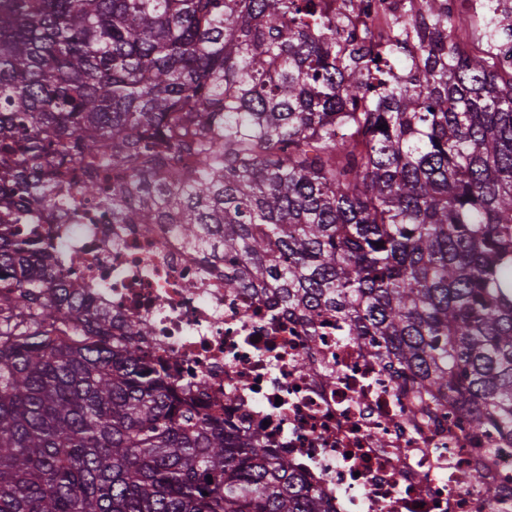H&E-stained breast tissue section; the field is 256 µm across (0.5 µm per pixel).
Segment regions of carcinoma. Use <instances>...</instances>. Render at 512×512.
<instances>
[{
	"label": "carcinoma",
	"instance_id": "1",
	"mask_svg": "<svg viewBox=\"0 0 512 512\" xmlns=\"http://www.w3.org/2000/svg\"><path fill=\"white\" fill-rule=\"evenodd\" d=\"M349 2L358 25L323 0H0V512H335L21 237L84 153L119 172L80 186L112 223L172 225L228 292L342 319L416 411L512 444V0L482 29Z\"/></svg>",
	"mask_w": 512,
	"mask_h": 512
}]
</instances>
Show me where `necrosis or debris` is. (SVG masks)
I'll return each instance as SVG.
<instances>
[{
    "label": "necrosis or debris",
    "mask_w": 512,
    "mask_h": 512,
    "mask_svg": "<svg viewBox=\"0 0 512 512\" xmlns=\"http://www.w3.org/2000/svg\"><path fill=\"white\" fill-rule=\"evenodd\" d=\"M41 230L59 247L61 274L94 305L149 326L145 358L175 382L205 381L213 417L229 405L241 430L264 427L336 512H512V494L493 483L512 476V447L423 415L407 420L408 395L369 348L347 343L338 319L312 330L226 292L166 224H116L84 201ZM486 458L493 479L472 483Z\"/></svg>",
    "instance_id": "obj_1"
}]
</instances>
